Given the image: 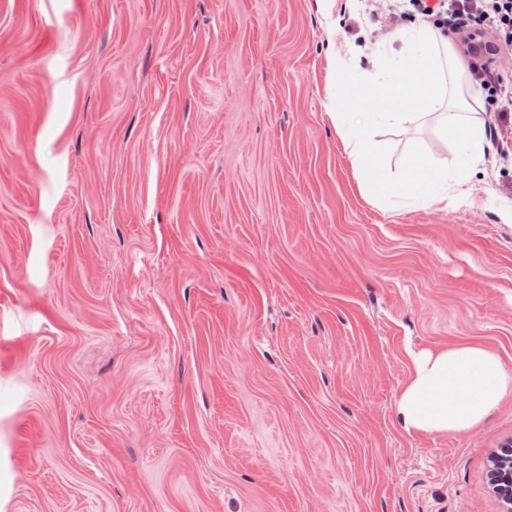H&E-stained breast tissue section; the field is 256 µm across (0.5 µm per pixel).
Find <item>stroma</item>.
<instances>
[{
  "instance_id": "35a3bbf8",
  "label": "stroma",
  "mask_w": 512,
  "mask_h": 512,
  "mask_svg": "<svg viewBox=\"0 0 512 512\" xmlns=\"http://www.w3.org/2000/svg\"><path fill=\"white\" fill-rule=\"evenodd\" d=\"M408 0H0V512H503L512 395L409 432L413 358L512 373V115L447 206L365 196L335 38L375 76ZM442 164L437 118L382 130ZM512 445L503 448L493 458V482L498 490L505 492V502L509 506L506 512L512 511Z\"/></svg>"
}]
</instances>
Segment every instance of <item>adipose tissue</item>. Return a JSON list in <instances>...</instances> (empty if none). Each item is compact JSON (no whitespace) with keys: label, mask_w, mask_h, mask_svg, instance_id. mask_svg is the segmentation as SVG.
Segmentation results:
<instances>
[{"label":"adipose tissue","mask_w":512,"mask_h":512,"mask_svg":"<svg viewBox=\"0 0 512 512\" xmlns=\"http://www.w3.org/2000/svg\"><path fill=\"white\" fill-rule=\"evenodd\" d=\"M512 394V373L490 349L463 343L415 357L397 411L407 430L462 434L481 424Z\"/></svg>","instance_id":"ef3b65f1"}]
</instances>
